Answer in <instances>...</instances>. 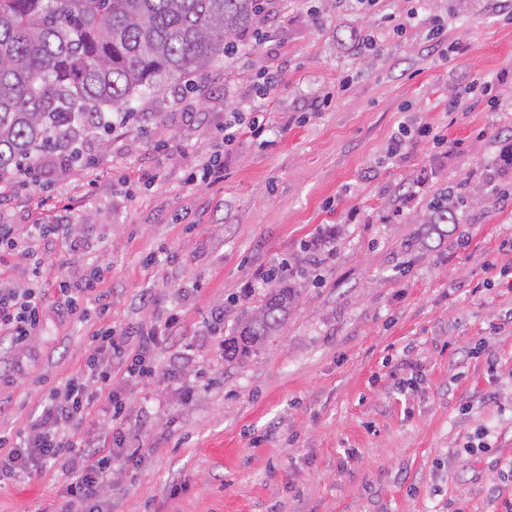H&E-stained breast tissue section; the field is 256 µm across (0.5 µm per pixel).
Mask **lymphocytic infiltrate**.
<instances>
[{"label": "lymphocytic infiltrate", "mask_w": 512, "mask_h": 512, "mask_svg": "<svg viewBox=\"0 0 512 512\" xmlns=\"http://www.w3.org/2000/svg\"><path fill=\"white\" fill-rule=\"evenodd\" d=\"M267 121L261 104H245L234 108L221 132L224 145H231L240 135L255 139L266 131ZM63 232L74 234V225L28 224L25 227L0 219V252L28 254L35 241ZM100 275L88 268L79 275H67L57 283L63 297V315L82 316L81 306L92 299H101ZM46 290L42 286L40 267L29 269L23 281L0 282V349L20 352L27 348L40 327ZM181 322L178 311H171L161 323L146 329L116 332L105 327L94 331L90 352L80 372L63 386L46 396L41 412L31 421L27 432L14 443L0 438V486L29 476L38 466L56 462L62 454L78 458L74 477L68 486L70 512H98L96 503L112 479L111 449L123 448L126 439L122 430L124 406L112 389L115 365L126 355L129 344H136L135 360L124 372L135 379L147 374L146 363L159 337L171 335ZM103 402L112 432L100 437V450H93L89 441L78 438L74 425L89 415L96 402Z\"/></svg>", "instance_id": "obj_1"}]
</instances>
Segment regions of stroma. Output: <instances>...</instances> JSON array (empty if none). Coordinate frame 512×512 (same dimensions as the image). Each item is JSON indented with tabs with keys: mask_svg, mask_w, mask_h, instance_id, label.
I'll return each mask as SVG.
<instances>
[{
	"mask_svg": "<svg viewBox=\"0 0 512 512\" xmlns=\"http://www.w3.org/2000/svg\"><path fill=\"white\" fill-rule=\"evenodd\" d=\"M234 41L136 95L126 126L85 138L84 164L51 155L36 184L0 181L10 223L68 216L88 244L51 236L0 256L13 281L41 263L47 302L23 356L0 351V434L26 432L96 329L175 309L154 375L112 383L127 448L103 512H506L512 0H270ZM267 72V132L222 147L226 112ZM218 151L223 181H186ZM461 186L480 202L426 223ZM90 260L104 301L62 316L56 282ZM282 262L297 293L286 323L225 362L224 337ZM73 465L1 486L0 512H68ZM467 203V197L447 191L430 203L425 221L429 224H452L454 209L466 206Z\"/></svg>",
	"mask_w": 512,
	"mask_h": 512,
	"instance_id": "1",
	"label": "stroma"
}]
</instances>
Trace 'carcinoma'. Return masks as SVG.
<instances>
[{
  "mask_svg": "<svg viewBox=\"0 0 512 512\" xmlns=\"http://www.w3.org/2000/svg\"><path fill=\"white\" fill-rule=\"evenodd\" d=\"M261 0H0V177L27 174L47 148L80 158L74 142L109 131L106 113L144 89L208 68L234 48ZM467 197L445 192L426 224L454 223ZM224 338L232 362L261 347L288 317L295 291L288 268Z\"/></svg>",
  "mask_w": 512,
  "mask_h": 512,
  "instance_id": "obj_1",
  "label": "carcinoma"
}]
</instances>
